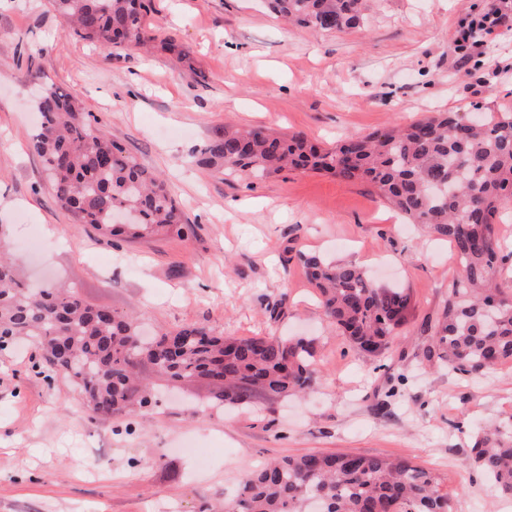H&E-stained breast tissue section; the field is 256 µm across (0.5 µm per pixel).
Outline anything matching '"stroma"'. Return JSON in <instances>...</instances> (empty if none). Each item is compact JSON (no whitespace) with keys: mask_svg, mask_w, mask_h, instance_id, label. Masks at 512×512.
Here are the masks:
<instances>
[{"mask_svg":"<svg viewBox=\"0 0 512 512\" xmlns=\"http://www.w3.org/2000/svg\"><path fill=\"white\" fill-rule=\"evenodd\" d=\"M486 3L365 0L360 28L315 33L262 0H151L146 27L178 50L132 53L68 37L49 0H0V225L31 276L135 314L150 334L310 336L320 371L308 394L234 406L206 380H160L155 406L102 419L64 375H38L35 345L1 349L0 512H216L266 459L307 453L405 457L444 475L453 512H512L468 461L479 427L512 428V362L471 378L421 354L458 271L452 244L402 223L363 181L200 163L219 128L333 147L432 112L512 111V31L457 65L458 25ZM32 66L168 180L194 236L116 242L71 222L33 148ZM302 253L405 289L396 363L376 367L327 323Z\"/></svg>","mask_w":512,"mask_h":512,"instance_id":"35a3bbf8","label":"stroma"}]
</instances>
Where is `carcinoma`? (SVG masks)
I'll return each mask as SVG.
<instances>
[{
  "label": "carcinoma",
  "instance_id": "obj_1",
  "mask_svg": "<svg viewBox=\"0 0 512 512\" xmlns=\"http://www.w3.org/2000/svg\"><path fill=\"white\" fill-rule=\"evenodd\" d=\"M69 34L89 43L137 51L155 41L143 25L150 0H50ZM273 14L315 33L360 26L361 0H266ZM34 146L75 224L128 243L195 233L165 180L91 126L77 96L52 85L36 102ZM437 112L406 126L355 134L324 149L301 133L260 128L215 133L203 163L228 176L268 177L286 168L363 180L410 224L454 246L459 271L448 301L430 326L422 356L463 375L512 362V268L494 219L512 203V113L469 125ZM327 321L368 357L384 356L407 320L410 296L383 288L352 263L300 254ZM37 339L44 366L65 374L90 412L112 417L152 406L141 367L170 382L211 381L215 398L247 404L301 393L319 380L314 341L302 336H225L188 325L153 338L133 317L104 316L61 285L41 290L17 266L0 260V348ZM476 467L512 494V431L480 428ZM441 478L402 458L311 453L272 459L247 475L232 512H451Z\"/></svg>",
  "mask_w": 512,
  "mask_h": 512
}]
</instances>
